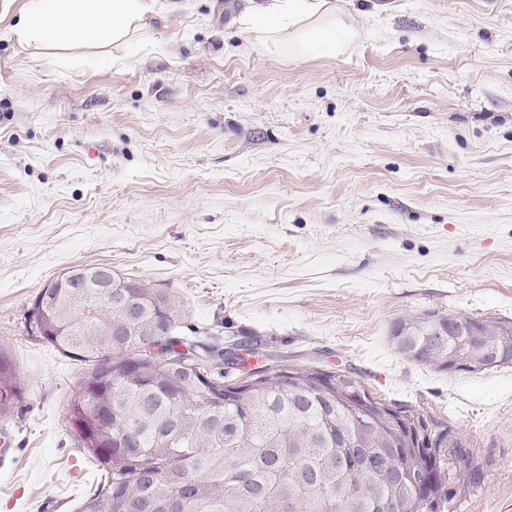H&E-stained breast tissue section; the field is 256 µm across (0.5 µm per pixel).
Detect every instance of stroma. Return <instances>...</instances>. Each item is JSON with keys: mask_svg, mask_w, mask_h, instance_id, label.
I'll return each instance as SVG.
<instances>
[{"mask_svg": "<svg viewBox=\"0 0 512 512\" xmlns=\"http://www.w3.org/2000/svg\"><path fill=\"white\" fill-rule=\"evenodd\" d=\"M127 41L27 47L0 0V512H79L100 469L72 436L86 374L23 323L76 265L175 299L184 341L354 369L476 450L458 512H512V365L412 362L395 321L512 319V0H336V55L259 43L250 0H159ZM22 394L16 370L0 348V417L12 411Z\"/></svg>", "mask_w": 512, "mask_h": 512, "instance_id": "35a3bbf8", "label": "stroma"}]
</instances>
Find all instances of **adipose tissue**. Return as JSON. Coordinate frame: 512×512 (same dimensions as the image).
<instances>
[{
	"instance_id": "obj_1",
	"label": "adipose tissue",
	"mask_w": 512,
	"mask_h": 512,
	"mask_svg": "<svg viewBox=\"0 0 512 512\" xmlns=\"http://www.w3.org/2000/svg\"><path fill=\"white\" fill-rule=\"evenodd\" d=\"M157 16L155 0H29L11 34L35 47L117 43ZM257 17L260 39L289 43L299 56L337 54L358 35L338 16L334 0H265Z\"/></svg>"
}]
</instances>
